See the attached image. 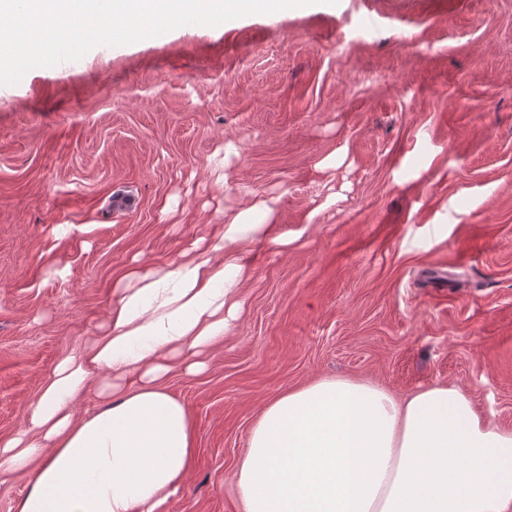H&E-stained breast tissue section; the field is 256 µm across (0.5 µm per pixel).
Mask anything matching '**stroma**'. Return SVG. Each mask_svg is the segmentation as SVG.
<instances>
[{
    "label": "stroma",
    "instance_id": "1",
    "mask_svg": "<svg viewBox=\"0 0 512 512\" xmlns=\"http://www.w3.org/2000/svg\"><path fill=\"white\" fill-rule=\"evenodd\" d=\"M258 197L288 244L242 243L241 313L165 380L196 444L159 512H241L257 417L325 378L451 382L512 431V0H339L0 86V440L130 266Z\"/></svg>",
    "mask_w": 512,
    "mask_h": 512
}]
</instances>
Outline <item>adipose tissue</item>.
Segmentation results:
<instances>
[{
    "label": "adipose tissue",
    "instance_id": "1",
    "mask_svg": "<svg viewBox=\"0 0 512 512\" xmlns=\"http://www.w3.org/2000/svg\"><path fill=\"white\" fill-rule=\"evenodd\" d=\"M272 213L255 200L176 268L130 269L100 334L57 365L28 428L0 442L1 475L36 470L17 512H154L172 494L194 434L163 380L178 362L199 372L223 342L248 274L238 246L269 238ZM92 376L102 405L75 418ZM235 482L243 512H512V431L453 384L400 399L323 379L266 405Z\"/></svg>",
    "mask_w": 512,
    "mask_h": 512
}]
</instances>
